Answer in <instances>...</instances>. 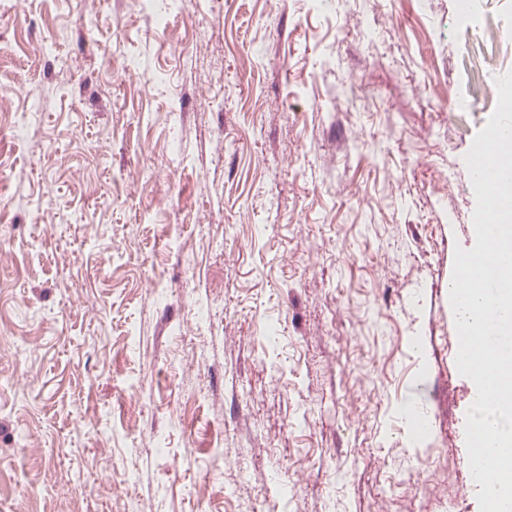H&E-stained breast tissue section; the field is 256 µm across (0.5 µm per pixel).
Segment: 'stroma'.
<instances>
[{
    "label": "stroma",
    "instance_id": "35a3bbf8",
    "mask_svg": "<svg viewBox=\"0 0 512 512\" xmlns=\"http://www.w3.org/2000/svg\"><path fill=\"white\" fill-rule=\"evenodd\" d=\"M509 71L512 0H0V512H479Z\"/></svg>",
    "mask_w": 512,
    "mask_h": 512
}]
</instances>
